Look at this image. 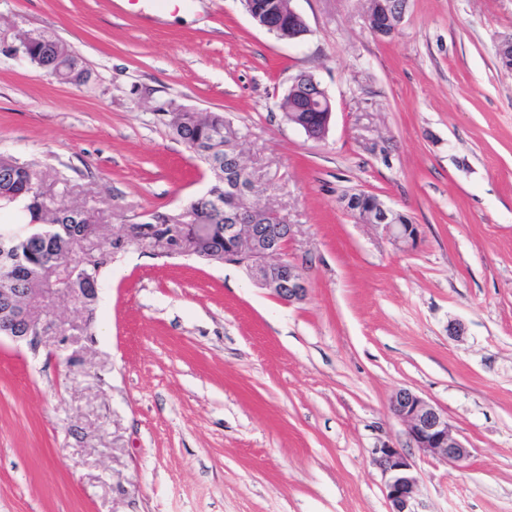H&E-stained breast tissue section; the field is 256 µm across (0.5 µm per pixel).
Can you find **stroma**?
I'll use <instances>...</instances> for the list:
<instances>
[{
  "mask_svg": "<svg viewBox=\"0 0 512 512\" xmlns=\"http://www.w3.org/2000/svg\"><path fill=\"white\" fill-rule=\"evenodd\" d=\"M292 5L299 42L240 0H0V154L36 166L51 207L94 213L81 249L109 256L93 309L54 295L37 348L0 339V512H387L370 462L387 443L421 512H512V0H409L391 39L366 0ZM40 32L88 82L19 57ZM302 72L333 104L319 140L278 108ZM161 100L239 128L260 201L294 226L305 301L233 264L113 249L209 186ZM357 191L416 245L348 212ZM402 388L447 412L469 460L411 446ZM372 197L377 196L371 194ZM372 197H365L364 199L358 198L354 207H360L366 205ZM345 203V209L350 211L356 216V218L364 224H373L377 228H380L383 233L389 237L393 242L403 244L405 247H412L415 245L419 237V228L417 224H412L410 218L398 212L399 218L402 222H398L395 217L396 210L387 207L378 198L366 208V209H353L347 208V200H343Z\"/></svg>",
  "mask_w": 512,
  "mask_h": 512,
  "instance_id": "1",
  "label": "stroma"
}]
</instances>
